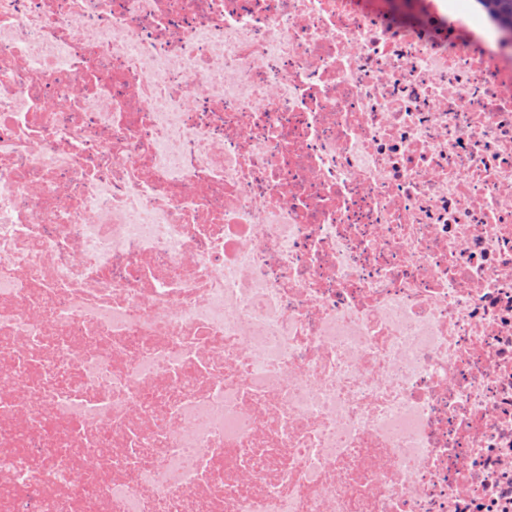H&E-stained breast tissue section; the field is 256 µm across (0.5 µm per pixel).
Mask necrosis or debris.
<instances>
[{
  "label": "necrosis or debris",
  "instance_id": "necrosis-or-debris-1",
  "mask_svg": "<svg viewBox=\"0 0 512 512\" xmlns=\"http://www.w3.org/2000/svg\"><path fill=\"white\" fill-rule=\"evenodd\" d=\"M419 7L0 0V512H512V48Z\"/></svg>",
  "mask_w": 512,
  "mask_h": 512
}]
</instances>
